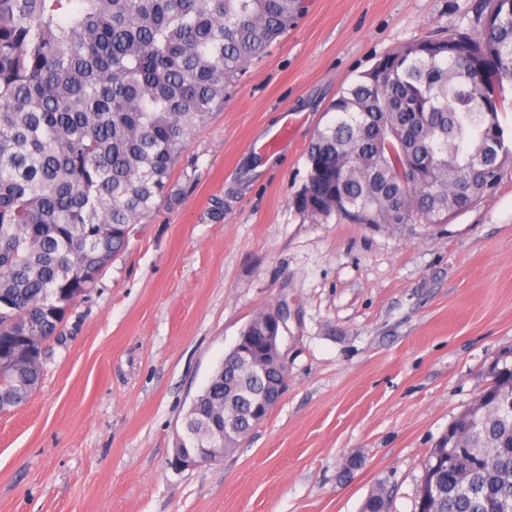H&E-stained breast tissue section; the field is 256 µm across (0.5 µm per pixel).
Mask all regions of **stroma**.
Wrapping results in <instances>:
<instances>
[{"label":"stroma","mask_w":512,"mask_h":512,"mask_svg":"<svg viewBox=\"0 0 512 512\" xmlns=\"http://www.w3.org/2000/svg\"><path fill=\"white\" fill-rule=\"evenodd\" d=\"M473 0H307L68 311L28 402L0 414V512H360L384 485L414 512L421 465L512 345V165L446 224L315 221L292 198L337 91L404 42L466 27ZM301 121L243 175L283 111ZM287 305L283 394L215 465L176 437L246 323Z\"/></svg>","instance_id":"obj_1"}]
</instances>
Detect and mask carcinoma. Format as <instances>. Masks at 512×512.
Returning <instances> with one entry per match:
<instances>
[{
    "label": "carcinoma",
    "instance_id": "obj_1",
    "mask_svg": "<svg viewBox=\"0 0 512 512\" xmlns=\"http://www.w3.org/2000/svg\"><path fill=\"white\" fill-rule=\"evenodd\" d=\"M306 0H0V413L23 403L45 342L124 252L134 225L176 203L173 170L193 134ZM472 26L383 56L325 109L293 198L316 219L396 230L446 224L493 194L512 164V0H475ZM271 333L257 313L247 350ZM249 355L219 365L183 424L235 416L225 453L269 406ZM423 464L415 512H512V349L489 368ZM378 486L361 512H386Z\"/></svg>",
    "mask_w": 512,
    "mask_h": 512
}]
</instances>
